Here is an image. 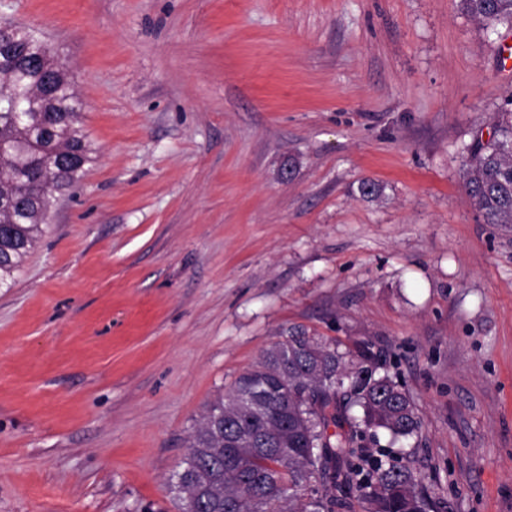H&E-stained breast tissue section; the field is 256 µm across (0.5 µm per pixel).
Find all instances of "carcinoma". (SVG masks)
Listing matches in <instances>:
<instances>
[{
  "label": "carcinoma",
  "instance_id": "cac0c4a2",
  "mask_svg": "<svg viewBox=\"0 0 512 512\" xmlns=\"http://www.w3.org/2000/svg\"><path fill=\"white\" fill-rule=\"evenodd\" d=\"M487 25L512 26V0H461ZM44 44L27 30L0 40V287L42 235L54 194L76 183L93 149L70 72L44 69ZM469 200L485 224H512V113L465 166ZM303 331L263 352L193 428L172 476L179 512H431L423 477L391 449L421 428L413 398L373 367ZM337 431L329 432V427ZM255 432L254 449L232 447ZM389 436L373 455L367 443Z\"/></svg>",
  "mask_w": 512,
  "mask_h": 512
}]
</instances>
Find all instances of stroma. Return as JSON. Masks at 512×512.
Here are the masks:
<instances>
[{"instance_id":"1","label":"stroma","mask_w":512,"mask_h":512,"mask_svg":"<svg viewBox=\"0 0 512 512\" xmlns=\"http://www.w3.org/2000/svg\"><path fill=\"white\" fill-rule=\"evenodd\" d=\"M1 22L73 70L95 160L0 288V512H178L193 426L292 327L409 392L437 512H512V226L463 184L512 26L460 0H0Z\"/></svg>"}]
</instances>
